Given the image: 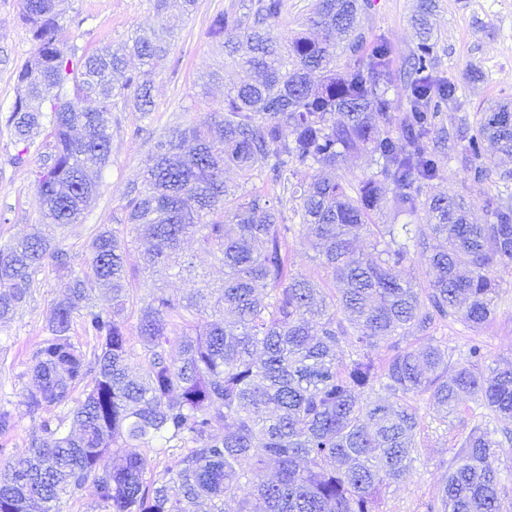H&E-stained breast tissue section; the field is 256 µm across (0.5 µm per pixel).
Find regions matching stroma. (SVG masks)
Masks as SVG:
<instances>
[{
    "label": "stroma",
    "instance_id": "obj_1",
    "mask_svg": "<svg viewBox=\"0 0 512 512\" xmlns=\"http://www.w3.org/2000/svg\"><path fill=\"white\" fill-rule=\"evenodd\" d=\"M421 0H368L360 18L367 39L386 38L394 49V85L388 92L395 111L405 105L406 59L416 42L414 20ZM249 0H197L195 11L180 23L170 43L163 70L146 74L152 88L149 114L130 109L112 112V156L103 170L99 194L87 208L81 223L55 230L74 258L76 274L93 279L89 243L95 229L111 223L120 214L128 184L141 180L145 161L156 134L176 126L209 122L220 109L224 96L215 92L200 100L198 84L203 76L222 73L225 82L240 74L231 68L220 47L206 34L208 21L217 11L242 14ZM429 22L438 41L430 71L432 80L455 84L456 98L443 107L441 123L448 130L475 123L481 108L494 100L512 97V0H432ZM64 38L77 50H94L102 44L119 48L131 37L152 34L160 27L153 0H63ZM34 41L22 19V0H0V121L8 115L15 99L17 75L29 58ZM15 148L6 132H0V245L22 238L39 222V203L33 171L38 156L28 165L13 166ZM492 173L483 188L472 187L457 164H449L435 181L436 192L463 198L477 223L486 220V195L503 189L501 173L512 162L491 160ZM500 297L493 319L479 331L488 350L487 364L512 363V267L498 268ZM66 274L44 269L28 304L5 324H0V408L11 410L15 425L0 433V455L11 456L26 448L40 418L26 413L22 393L30 381V357L41 339L54 303L65 293ZM421 455L399 484L385 496L386 512H417L420 502L434 497L448 475L453 430L439 425L432 410Z\"/></svg>",
    "mask_w": 512,
    "mask_h": 512
}]
</instances>
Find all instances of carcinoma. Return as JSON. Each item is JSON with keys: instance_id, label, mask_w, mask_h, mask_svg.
<instances>
[{"instance_id": "carcinoma-1", "label": "carcinoma", "mask_w": 512, "mask_h": 512, "mask_svg": "<svg viewBox=\"0 0 512 512\" xmlns=\"http://www.w3.org/2000/svg\"><path fill=\"white\" fill-rule=\"evenodd\" d=\"M167 2L154 0L161 31L153 37L80 54L62 39L56 0H23L35 47L5 128L13 165H25L37 146L42 223L76 224L93 201L110 162L113 109L151 111L138 67L166 63L174 30ZM361 10L360 0H315L286 45L274 33L282 0L210 18L208 38L256 79L225 91L209 125L159 133L144 181L127 187L114 220L151 243L142 267L149 277L197 275L182 259L193 238L222 263L224 283L189 296L153 286L138 308L137 361L126 316L140 282L118 231L102 224L93 234V283L74 274L61 243L38 232L0 247V324L27 303L42 269L69 276L22 393L26 412L48 416L21 455L0 461V512H63L89 482L98 512H196L202 500L211 512H385L387 489L423 445L416 401L446 425L470 410L465 398L487 422L455 440L448 477L425 512H512L494 466L496 434L512 424V364L487 366L473 335L450 372L443 338L407 336L450 315L476 332L495 314L494 270L512 265V202L492 201L488 221L476 224L463 199L428 188L452 151L475 187L491 174L485 143L512 157V100L488 107L470 131L441 126V104L456 88L424 76L436 41L422 17L408 57L417 78L405 112L394 115L392 46L381 39L365 50ZM229 27L243 31L246 54L224 43ZM359 152L377 172L355 183L337 175L342 158ZM316 165L310 180L290 181ZM386 211H422L424 223H376ZM297 227L332 287L291 273L288 237ZM362 234L372 239L370 254L357 250ZM412 246L428 254L415 283L402 274ZM77 323L91 348L73 339ZM79 387L84 398L53 413ZM177 448L155 475L152 457ZM265 470L275 479L254 483Z\"/></svg>"}]
</instances>
